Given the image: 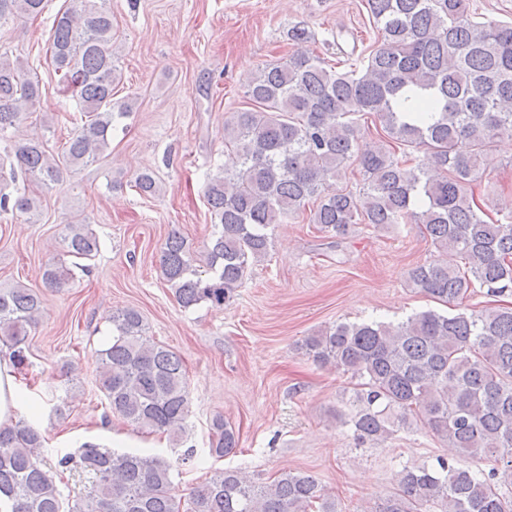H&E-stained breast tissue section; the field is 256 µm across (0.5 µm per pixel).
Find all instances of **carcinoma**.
I'll return each mask as SVG.
<instances>
[{
  "label": "carcinoma",
  "mask_w": 512,
  "mask_h": 512,
  "mask_svg": "<svg viewBox=\"0 0 512 512\" xmlns=\"http://www.w3.org/2000/svg\"><path fill=\"white\" fill-rule=\"evenodd\" d=\"M47 0H0V22L41 15ZM382 42L361 67L332 70L309 52L257 69L250 107L224 120V147L234 167L211 176L204 197L213 220L209 243L195 254L176 229L160 269L178 304L224 306L252 263L271 247L269 229L309 211L308 223L341 236L353 224L384 229L420 224L438 252L409 272L413 287L443 303L479 287L512 295V215L486 220L471 184L491 144L512 136V26L474 20L468 0H367ZM55 71L82 112L81 125L59 156L37 137L14 140L11 174L43 185L62 170L94 163L112 131L130 114L115 107L118 69L112 14L104 0H72L50 34ZM40 97L22 63L0 52V135L19 130ZM371 115L388 144L362 143L359 115ZM399 144L425 154L414 165L395 156ZM363 176L357 191L336 186L349 161ZM144 195L154 176L138 174ZM36 199L0 195V213L34 215ZM65 253L90 260L99 240L81 221L62 237ZM465 260V267L455 259ZM205 265L200 271L197 263ZM50 261L39 275L61 288L73 269ZM40 297L24 285L0 289V343L9 359L27 360V339L42 316ZM306 355L358 380L353 411L342 423L361 443L421 427L467 456L492 462L488 473L439 457L405 466L397 492L372 512H512V309L445 316L432 310L403 322L338 323L305 338ZM98 387L109 409L140 430L181 442L190 413L186 371L173 350L146 336L134 308L112 314V342L100 351ZM209 453L222 458L239 437L221 415L211 422ZM44 436L23 420L0 429V512H337L336 498L313 476L285 472L257 484L223 469L188 494L171 479L170 461L145 448L117 453L86 442L58 466L89 477L75 497L63 494L42 456Z\"/></svg>",
  "instance_id": "1"
}]
</instances>
